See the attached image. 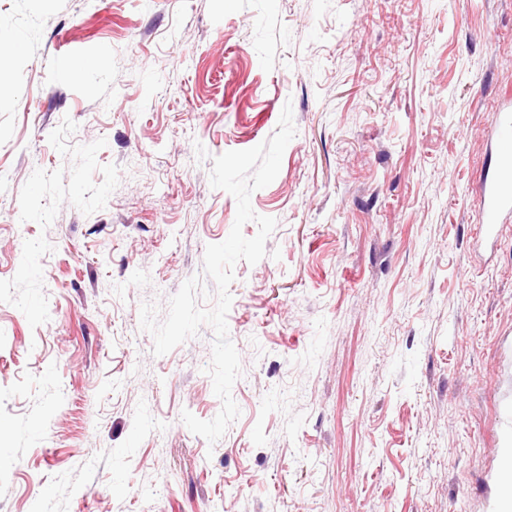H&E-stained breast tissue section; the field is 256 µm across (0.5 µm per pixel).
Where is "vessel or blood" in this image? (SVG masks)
I'll use <instances>...</instances> for the list:
<instances>
[{"instance_id":"vessel-or-blood-1","label":"vessel or blood","mask_w":512,"mask_h":512,"mask_svg":"<svg viewBox=\"0 0 512 512\" xmlns=\"http://www.w3.org/2000/svg\"><path fill=\"white\" fill-rule=\"evenodd\" d=\"M496 159L483 176L478 194L482 222L479 233L492 239L498 225L512 219V108L504 107L492 118Z\"/></svg>"}]
</instances>
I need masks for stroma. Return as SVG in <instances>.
Instances as JSON below:
<instances>
[{"label":"stroma","mask_w":512,"mask_h":512,"mask_svg":"<svg viewBox=\"0 0 512 512\" xmlns=\"http://www.w3.org/2000/svg\"><path fill=\"white\" fill-rule=\"evenodd\" d=\"M0 512H500L512 222L478 234L512 0H0ZM296 135L227 316L140 328L236 217L212 159Z\"/></svg>","instance_id":"obj_1"}]
</instances>
